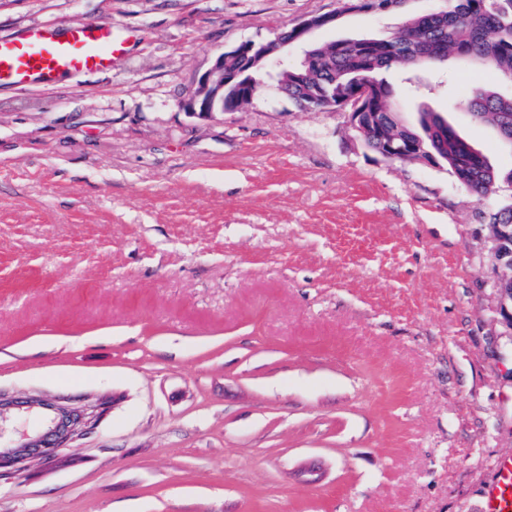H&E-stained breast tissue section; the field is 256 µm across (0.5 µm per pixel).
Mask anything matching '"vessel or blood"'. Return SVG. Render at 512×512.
Wrapping results in <instances>:
<instances>
[{"label":"vessel or blood","instance_id":"obj_1","mask_svg":"<svg viewBox=\"0 0 512 512\" xmlns=\"http://www.w3.org/2000/svg\"><path fill=\"white\" fill-rule=\"evenodd\" d=\"M135 39L134 31H118L108 20L0 35V86L50 90L65 76L112 69ZM484 503V512H512V455L497 461Z\"/></svg>","mask_w":512,"mask_h":512}]
</instances>
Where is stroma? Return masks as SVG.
<instances>
[{"instance_id":"stroma-1","label":"stroma","mask_w":512,"mask_h":512,"mask_svg":"<svg viewBox=\"0 0 512 512\" xmlns=\"http://www.w3.org/2000/svg\"><path fill=\"white\" fill-rule=\"evenodd\" d=\"M348 12L313 42L389 36ZM340 0H0V33L109 20L117 67L0 88V389L99 427L0 481V512H482L512 454V327L483 213L444 168L386 161L339 112L265 91L188 112L225 49ZM447 93L396 90L500 169L462 103L499 85L451 60Z\"/></svg>"}]
</instances>
